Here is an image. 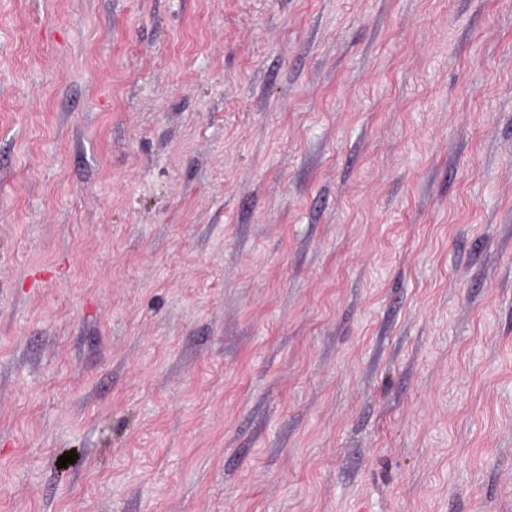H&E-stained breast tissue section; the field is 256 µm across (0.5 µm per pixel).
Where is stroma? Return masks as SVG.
Returning <instances> with one entry per match:
<instances>
[{
  "label": "stroma",
  "mask_w": 512,
  "mask_h": 512,
  "mask_svg": "<svg viewBox=\"0 0 512 512\" xmlns=\"http://www.w3.org/2000/svg\"><path fill=\"white\" fill-rule=\"evenodd\" d=\"M0 512H512V0H0Z\"/></svg>",
  "instance_id": "35a3bbf8"
}]
</instances>
